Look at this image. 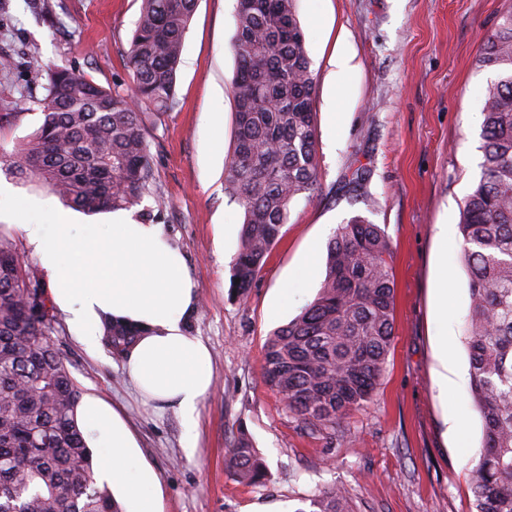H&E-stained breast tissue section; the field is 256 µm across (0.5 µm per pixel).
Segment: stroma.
I'll return each mask as SVG.
<instances>
[{
	"instance_id": "1",
	"label": "stroma",
	"mask_w": 512,
	"mask_h": 512,
	"mask_svg": "<svg viewBox=\"0 0 512 512\" xmlns=\"http://www.w3.org/2000/svg\"><path fill=\"white\" fill-rule=\"evenodd\" d=\"M141 0H0V155L39 126L34 70L66 66L128 90L124 58ZM512 0H298L315 81L320 175L291 208L282 236L246 295L231 263L243 209L224 191L233 148L232 43L236 0H198L177 71L175 102L147 110L154 223L184 253L197 307L189 328L212 352L213 389L187 438L172 408L136 393L121 358L89 354L59 320L52 340L82 393L106 398L128 421L160 479L162 512H296L331 484L353 512H475L467 471L482 424L469 384L441 395L442 360L468 372V276L458 224L480 174L481 109L494 75L476 56ZM348 67L338 72L337 58ZM360 167L359 192L348 188ZM64 207L50 191L0 169V226L29 246L19 224H51ZM378 224L391 244L395 338L373 399L336 430L311 429L264 379L269 334L315 298L324 263L302 268L352 216ZM447 287L448 302L437 290ZM246 432L263 458L264 483H239L224 449Z\"/></svg>"
}]
</instances>
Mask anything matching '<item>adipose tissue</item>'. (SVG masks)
Returning <instances> with one entry per match:
<instances>
[{
	"instance_id": "ef3b65f1",
	"label": "adipose tissue",
	"mask_w": 512,
	"mask_h": 512,
	"mask_svg": "<svg viewBox=\"0 0 512 512\" xmlns=\"http://www.w3.org/2000/svg\"><path fill=\"white\" fill-rule=\"evenodd\" d=\"M22 232L46 272L52 303L67 316L77 341L100 349L105 316L143 325L124 371L146 399L177 408L187 433L212 385L211 351L187 322L195 309L194 284L182 252L162 225L117 212L108 224H73L61 212L52 225L25 224ZM94 472L129 512H160V482L141 459L126 422L103 398L86 396L76 409Z\"/></svg>"
}]
</instances>
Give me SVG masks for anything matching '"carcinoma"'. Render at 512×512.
Returning <instances> with one entry per match:
<instances>
[{
  "mask_svg": "<svg viewBox=\"0 0 512 512\" xmlns=\"http://www.w3.org/2000/svg\"><path fill=\"white\" fill-rule=\"evenodd\" d=\"M298 0H237L233 52L234 144L225 190L244 211L231 283L245 293L319 175L315 83ZM197 0H143L126 66L136 99L65 67L38 71L43 120L1 159L18 180L48 189L88 214L142 203L152 179L146 106L174 104L177 68ZM478 67L496 78L485 94L480 177L464 200L459 232L471 305L466 330L470 393L482 422L468 474L475 512H512V11L482 41ZM28 280L32 291L19 288ZM394 281L384 230L355 215L327 246L315 299L265 343L264 379L288 411L334 429L368 403L394 340ZM58 321L38 269L0 229V512H118L97 482L75 420L82 392L51 343ZM107 349L129 354L142 330L104 320ZM225 464L256 485L266 477L239 432ZM295 512H352L350 492L323 488Z\"/></svg>",
  "mask_w": 512,
  "mask_h": 512,
  "instance_id": "cac0c4a2",
  "label": "carcinoma"
}]
</instances>
